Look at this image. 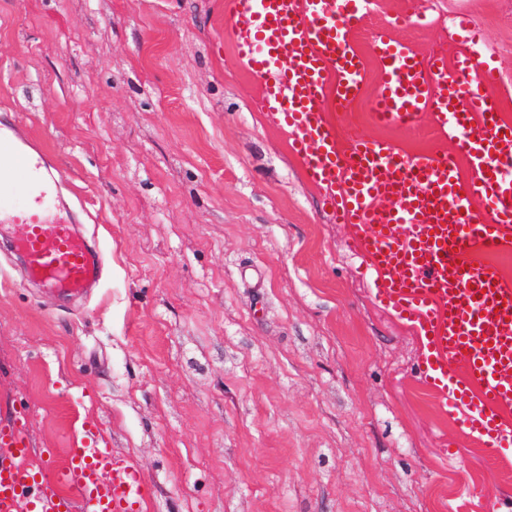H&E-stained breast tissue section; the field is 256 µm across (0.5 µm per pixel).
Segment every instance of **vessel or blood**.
Here are the masks:
<instances>
[{"mask_svg":"<svg viewBox=\"0 0 512 512\" xmlns=\"http://www.w3.org/2000/svg\"><path fill=\"white\" fill-rule=\"evenodd\" d=\"M369 0H233L227 17L244 67L260 82V108L278 115L307 177L321 186L337 223L353 230L368 285L422 344L424 377L461 434L488 458L512 447L502 419L512 407V284L478 253L512 236V127L498 116L499 74L470 51L477 34L458 16L467 49L422 55L387 33L374 36L383 77L372 101L377 125L411 126L433 113L455 148L409 157L363 137L339 148L326 101L350 105L362 92L363 63L350 33ZM473 175L461 182L457 157ZM0 221L23 226L21 249L46 287L78 292L97 267L70 222L49 216L55 174L39 146L0 126ZM403 233H396V226ZM0 512H139L149 498L139 467L102 443H77L56 483L43 487L24 466L21 426L0 425Z\"/></svg>","mask_w":512,"mask_h":512,"instance_id":"vessel-or-blood-1","label":"vessel or blood"}]
</instances>
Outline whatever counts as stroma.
Returning <instances> with one entry per match:
<instances>
[{
	"instance_id": "stroma-1",
	"label": "stroma",
	"mask_w": 512,
	"mask_h": 512,
	"mask_svg": "<svg viewBox=\"0 0 512 512\" xmlns=\"http://www.w3.org/2000/svg\"><path fill=\"white\" fill-rule=\"evenodd\" d=\"M229 0H0V123L40 142L103 259L61 298L0 223V422L30 468L95 435L151 487L142 512H512V450L485 458L420 375L421 345L368 289L352 230L257 108ZM483 33L512 126V0H373L351 41L361 96L336 118L407 155L450 144L430 113L379 127L388 31L456 60Z\"/></svg>"
}]
</instances>
